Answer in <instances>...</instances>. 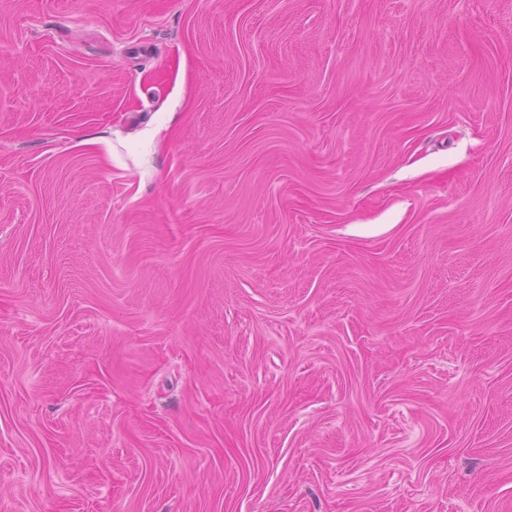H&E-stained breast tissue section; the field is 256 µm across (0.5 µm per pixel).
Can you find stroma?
Returning <instances> with one entry per match:
<instances>
[{
  "label": "stroma",
  "instance_id": "35a3bbf8",
  "mask_svg": "<svg viewBox=\"0 0 512 512\" xmlns=\"http://www.w3.org/2000/svg\"><path fill=\"white\" fill-rule=\"evenodd\" d=\"M0 512H512V0H0Z\"/></svg>",
  "mask_w": 512,
  "mask_h": 512
}]
</instances>
